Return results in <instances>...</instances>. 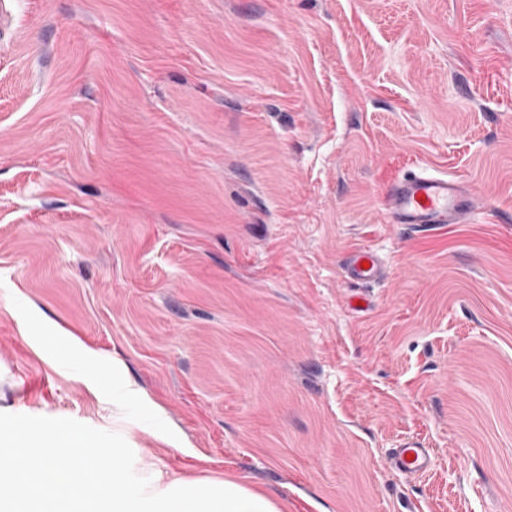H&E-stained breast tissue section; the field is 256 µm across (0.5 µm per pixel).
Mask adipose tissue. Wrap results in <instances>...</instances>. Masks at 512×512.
Instances as JSON below:
<instances>
[{"instance_id": "1", "label": "adipose tissue", "mask_w": 512, "mask_h": 512, "mask_svg": "<svg viewBox=\"0 0 512 512\" xmlns=\"http://www.w3.org/2000/svg\"><path fill=\"white\" fill-rule=\"evenodd\" d=\"M0 512H281L268 494L227 479L171 478L80 428L61 441L23 427L0 433Z\"/></svg>"}]
</instances>
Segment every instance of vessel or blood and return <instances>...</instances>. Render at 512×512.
Instances as JSON below:
<instances>
[{"label": "vessel or blood", "mask_w": 512, "mask_h": 512, "mask_svg": "<svg viewBox=\"0 0 512 512\" xmlns=\"http://www.w3.org/2000/svg\"><path fill=\"white\" fill-rule=\"evenodd\" d=\"M385 208L392 224H464L481 215L486 203L463 180L422 167L397 176L388 184ZM341 269L344 278L354 284L372 283L385 274L380 257L364 246L348 250ZM432 463V449L415 437L400 439L387 459L390 468L403 474L424 473Z\"/></svg>", "instance_id": "vessel-or-blood-1"}]
</instances>
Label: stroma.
<instances>
[{"label": "stroma", "instance_id": "stroma-1", "mask_svg": "<svg viewBox=\"0 0 512 512\" xmlns=\"http://www.w3.org/2000/svg\"><path fill=\"white\" fill-rule=\"evenodd\" d=\"M419 166L490 212L387 223ZM14 424L285 512H512V0H0ZM362 261L368 262V267H361ZM341 269L343 276L352 284L373 283L385 274V267L380 257L368 247H354L344 255ZM432 463V448L415 437L400 439L387 459L388 466L402 474H422L431 469Z\"/></svg>", "mask_w": 512, "mask_h": 512}]
</instances>
